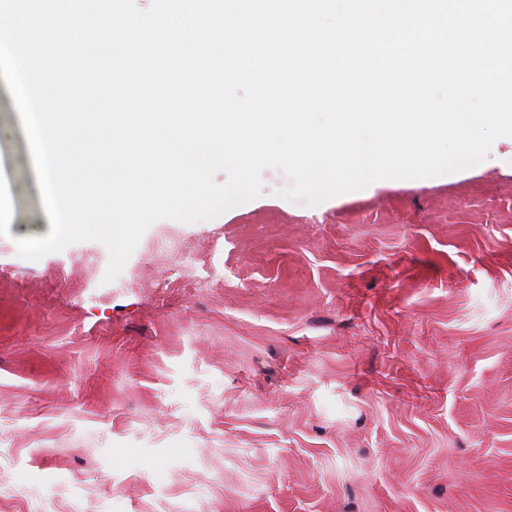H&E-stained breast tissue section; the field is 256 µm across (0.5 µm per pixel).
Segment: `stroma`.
<instances>
[{"mask_svg": "<svg viewBox=\"0 0 512 512\" xmlns=\"http://www.w3.org/2000/svg\"><path fill=\"white\" fill-rule=\"evenodd\" d=\"M0 512H512V138L458 172L154 222L49 218L0 86Z\"/></svg>", "mask_w": 512, "mask_h": 512, "instance_id": "obj_1", "label": "stroma"}]
</instances>
